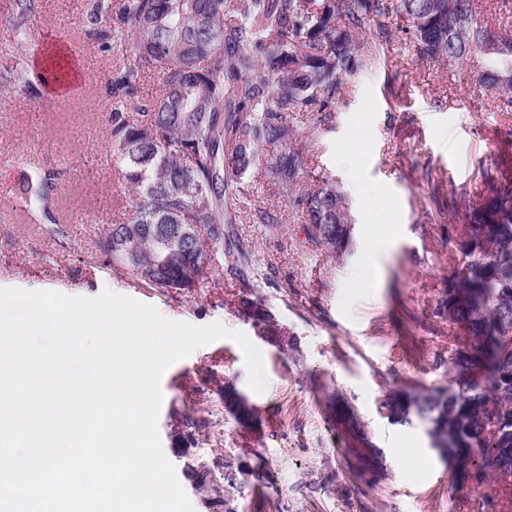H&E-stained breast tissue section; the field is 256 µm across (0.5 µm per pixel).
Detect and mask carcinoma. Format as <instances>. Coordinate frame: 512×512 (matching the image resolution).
Segmentation results:
<instances>
[{"label":"carcinoma","instance_id":"obj_1","mask_svg":"<svg viewBox=\"0 0 512 512\" xmlns=\"http://www.w3.org/2000/svg\"><path fill=\"white\" fill-rule=\"evenodd\" d=\"M36 0H12L13 41L26 39ZM118 9L117 27H99ZM88 35L102 48L130 52L112 71L117 106L109 115V153L127 192L130 216L99 231L98 250L121 279L159 292L187 294L211 256L236 250L240 275L249 270L233 225L280 223L273 206L252 198L259 176L273 196L300 215L309 240L340 258L351 244L352 216L332 181L310 179L307 156L315 131L328 128L347 81L380 64L392 39L386 23L404 24L419 60L453 75L478 66L479 86L512 112V24L478 19L474 0H89ZM161 75L163 93L135 112L145 72ZM31 88L27 67L0 73V92ZM310 125L299 134L301 115ZM477 202L464 185L433 183L438 215L464 209L460 253L436 314L463 331L449 352L448 388L411 385L381 401L394 423L426 421L449 445V460L466 470L512 478V174L481 165ZM18 196L51 218L52 172L25 169ZM259 331L281 347L290 339L259 301H242ZM224 407L249 428L256 408L231 386ZM194 443L207 422L185 417ZM361 463H378L357 418L347 420ZM216 462L191 467L201 485Z\"/></svg>","mask_w":512,"mask_h":512}]
</instances>
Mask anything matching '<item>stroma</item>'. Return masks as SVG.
Returning <instances> with one entry per match:
<instances>
[{
  "label": "stroma",
  "mask_w": 512,
  "mask_h": 512,
  "mask_svg": "<svg viewBox=\"0 0 512 512\" xmlns=\"http://www.w3.org/2000/svg\"><path fill=\"white\" fill-rule=\"evenodd\" d=\"M88 0H37L29 33L6 48L11 0H0V70L24 59L33 88L0 93V288L49 290L95 297L103 290L152 305L166 318L203 326L218 322L245 333L260 350L264 393L247 382L241 348L224 338L172 364L161 380L158 417L162 450L195 512H221L218 496L237 512H512V488L496 475L483 484L452 485L451 469L431 447L425 425L392 423L380 408L389 388L413 382L432 389L449 383L448 350L461 333L435 314L458 255L462 213L439 220L430 180L467 184L481 163L504 164L499 151L512 133V112L498 111L492 95L470 76L449 78L447 68L418 60L403 31H395L385 68L356 76L330 129L317 132L310 166L330 177L349 199L355 224L345 259L308 241L292 210L276 226L236 224L253 266L272 282L252 285L233 274V257L209 266L186 295L163 294L116 278L95 239L103 225L123 219L127 201L113 169L98 165L107 150L112 110L108 85L116 63L88 36ZM75 64L78 86L55 89L44 76L47 55ZM396 72L394 88L386 72ZM26 154L52 170L57 205L71 221L50 236L14 191L16 159ZM387 230L392 242L377 257L375 285L359 288L364 243ZM261 299L290 343L279 348L255 328L241 305ZM233 385L259 418L240 428L224 410ZM341 396L353 408L383 464L354 477L355 446L327 400ZM208 422L198 443L183 445L185 415ZM414 442L428 458L403 454ZM231 457L242 470L235 487L215 479L196 487L188 465L198 457Z\"/></svg>",
  "instance_id": "35a3bbf8"
}]
</instances>
